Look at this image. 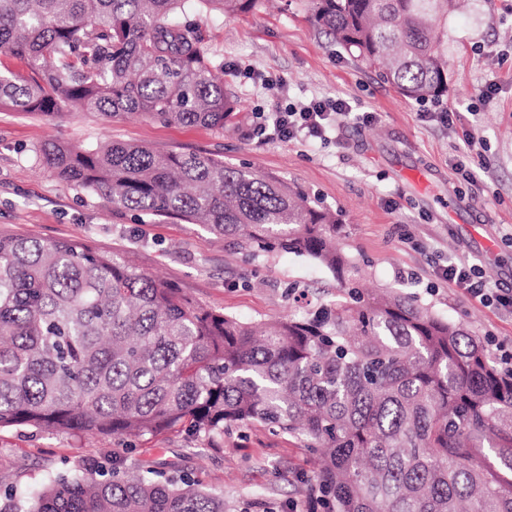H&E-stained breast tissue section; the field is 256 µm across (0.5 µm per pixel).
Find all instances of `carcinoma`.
Segmentation results:
<instances>
[{"mask_svg":"<svg viewBox=\"0 0 512 512\" xmlns=\"http://www.w3.org/2000/svg\"><path fill=\"white\" fill-rule=\"evenodd\" d=\"M258 0H0V107L224 129L241 112L191 15ZM455 0H307L311 23L396 87L448 90ZM36 163L115 209L200 224L247 262L292 253L336 279L306 318L242 321L79 241L0 234V429L214 443L300 436L322 512H512V375L479 337L397 288L366 292L339 218L298 186L196 153L48 140ZM0 512H224V494L145 461L3 492Z\"/></svg>","mask_w":512,"mask_h":512,"instance_id":"obj_1","label":"carcinoma"}]
</instances>
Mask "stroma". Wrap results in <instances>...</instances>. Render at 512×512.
I'll return each mask as SVG.
<instances>
[{
    "label": "stroma",
    "mask_w": 512,
    "mask_h": 512,
    "mask_svg": "<svg viewBox=\"0 0 512 512\" xmlns=\"http://www.w3.org/2000/svg\"><path fill=\"white\" fill-rule=\"evenodd\" d=\"M305 4L259 0L247 12L201 17L224 88L241 104L240 131L0 108V233L75 240L130 259L189 299L244 321L302 315L316 301L333 300L335 279L311 262L281 253L246 263L198 225L137 216L66 186L39 168L32 150L56 138L201 153L299 186L338 214L340 244L368 261L372 286L416 293L481 339L512 345V312L483 307L433 276L464 262L512 288V0H467L449 10L448 91L425 103L402 97L338 48L308 21ZM265 77L281 79L284 92L262 86ZM328 98L376 118L367 126L343 123L325 142L251 135L258 113ZM444 109L455 112L452 125L428 120ZM466 140L472 147L465 164L482 177L477 192L452 168ZM112 457L127 468L148 460L190 472L223 492L225 512H291L308 498L315 472L303 439L256 423L225 433L223 446L209 449L184 432L138 441L9 427L0 429V489L27 495L62 465Z\"/></svg>",
    "instance_id": "obj_1"
}]
</instances>
